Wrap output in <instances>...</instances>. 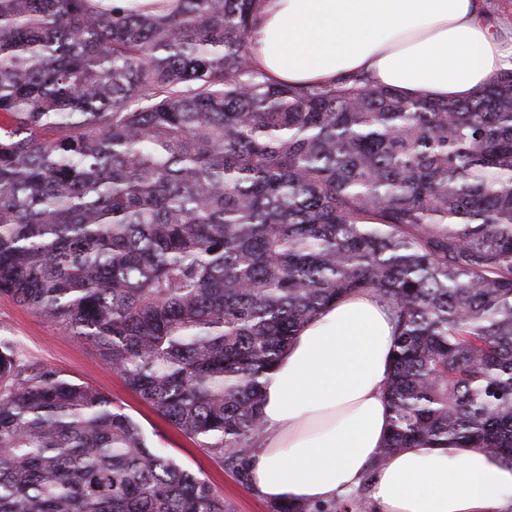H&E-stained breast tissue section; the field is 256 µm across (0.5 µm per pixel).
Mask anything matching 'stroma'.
Segmentation results:
<instances>
[{
	"label": "stroma",
	"instance_id": "35a3bbf8",
	"mask_svg": "<svg viewBox=\"0 0 512 512\" xmlns=\"http://www.w3.org/2000/svg\"><path fill=\"white\" fill-rule=\"evenodd\" d=\"M0 339L12 343L20 362L54 368L120 404L139 424L151 447L205 478L232 512H274L273 504L250 489L246 477L212 455L203 442L186 437L132 393L89 344L4 295H0Z\"/></svg>",
	"mask_w": 512,
	"mask_h": 512
}]
</instances>
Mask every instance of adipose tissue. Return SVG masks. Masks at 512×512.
<instances>
[{
    "label": "adipose tissue",
    "mask_w": 512,
    "mask_h": 512,
    "mask_svg": "<svg viewBox=\"0 0 512 512\" xmlns=\"http://www.w3.org/2000/svg\"><path fill=\"white\" fill-rule=\"evenodd\" d=\"M254 59L270 78L331 84L363 75L408 97L463 101L512 71V31L483 0H262ZM395 325L368 291L321 310L262 381L250 487L278 505L352 491L389 433ZM379 512H512V465L476 448H404L376 473Z\"/></svg>",
    "instance_id": "adipose-tissue-1"
}]
</instances>
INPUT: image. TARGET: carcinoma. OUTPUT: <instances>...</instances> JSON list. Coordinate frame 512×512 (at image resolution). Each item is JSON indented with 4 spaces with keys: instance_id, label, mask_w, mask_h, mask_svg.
I'll return each instance as SVG.
<instances>
[{
    "instance_id": "carcinoma-1",
    "label": "carcinoma",
    "mask_w": 512,
    "mask_h": 512,
    "mask_svg": "<svg viewBox=\"0 0 512 512\" xmlns=\"http://www.w3.org/2000/svg\"><path fill=\"white\" fill-rule=\"evenodd\" d=\"M260 0H0V295L246 470L321 309L393 311L391 433L512 464V71L465 101L255 65ZM0 512H230L0 341Z\"/></svg>"
}]
</instances>
